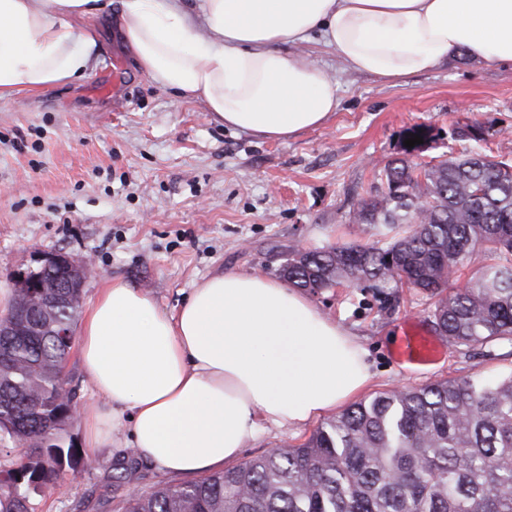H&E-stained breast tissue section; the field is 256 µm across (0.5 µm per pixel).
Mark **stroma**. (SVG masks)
<instances>
[{
  "label": "stroma",
  "mask_w": 512,
  "mask_h": 512,
  "mask_svg": "<svg viewBox=\"0 0 512 512\" xmlns=\"http://www.w3.org/2000/svg\"><path fill=\"white\" fill-rule=\"evenodd\" d=\"M100 54L81 80L0 103V289L33 254L92 257L90 302L119 278L164 310L227 271L277 276L296 247L366 241L352 221L384 165L400 154L405 129L439 137L422 160L462 153L458 122L486 128V151L512 150V64L455 56L446 65L385 81L338 71L339 106L328 121L282 140L215 123L199 103L177 102L136 68L114 19L96 22ZM313 303L368 350V395L444 379L512 372V343L448 347L427 373L398 363L394 341L405 320L431 324L435 300L415 288H331ZM315 424L265 427L241 460L305 443ZM64 493L33 498L36 512H124L111 478L150 492L185 484L126 451L101 448Z\"/></svg>",
  "instance_id": "stroma-1"
}]
</instances>
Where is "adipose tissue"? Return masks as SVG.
Returning a JSON list of instances; mask_svg holds the SVG:
<instances>
[{"label": "adipose tissue", "mask_w": 512, "mask_h": 512, "mask_svg": "<svg viewBox=\"0 0 512 512\" xmlns=\"http://www.w3.org/2000/svg\"><path fill=\"white\" fill-rule=\"evenodd\" d=\"M104 0H0V102L84 77ZM117 26L139 70L225 127L279 140L339 106L317 41L345 70L382 79L434 69L460 51L512 62V0H122ZM100 404L82 418L89 449L125 430L160 471L237 460L267 425L301 428L370 383L368 351L309 297L261 273L226 272L179 310L105 282L79 328Z\"/></svg>", "instance_id": "ef3b65f1"}]
</instances>
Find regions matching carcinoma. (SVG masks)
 <instances>
[{"instance_id": "carcinoma-1", "label": "carcinoma", "mask_w": 512, "mask_h": 512, "mask_svg": "<svg viewBox=\"0 0 512 512\" xmlns=\"http://www.w3.org/2000/svg\"><path fill=\"white\" fill-rule=\"evenodd\" d=\"M422 195L437 200L424 214ZM353 222L367 243L294 249L279 275L314 293L407 285L438 297L434 323L449 343L512 342L511 153L474 147L432 158L415 177L394 158ZM472 259L467 287L448 292L450 272ZM80 308L59 306L50 319L73 329ZM0 321L14 327L0 335V442L27 448L0 468V512H32L34 495L91 468L62 440L76 407L64 373L75 336L49 335L16 298ZM124 512H512V372L379 392L299 446L149 494L130 489Z\"/></svg>"}]
</instances>
